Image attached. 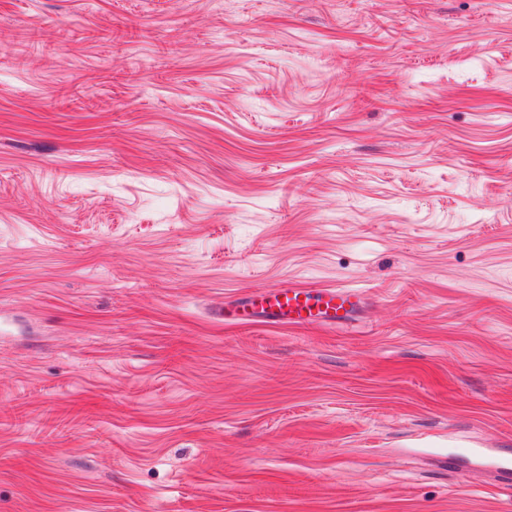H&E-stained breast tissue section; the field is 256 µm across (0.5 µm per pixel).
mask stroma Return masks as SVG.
Instances as JSON below:
<instances>
[{"mask_svg": "<svg viewBox=\"0 0 512 512\" xmlns=\"http://www.w3.org/2000/svg\"><path fill=\"white\" fill-rule=\"evenodd\" d=\"M345 326L224 320L279 284ZM512 0H0V512H512Z\"/></svg>", "mask_w": 512, "mask_h": 512, "instance_id": "obj_1", "label": "stroma"}]
</instances>
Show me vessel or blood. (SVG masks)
Instances as JSON below:
<instances>
[{"label":"vessel or blood","instance_id":"vessel-or-blood-1","mask_svg":"<svg viewBox=\"0 0 512 512\" xmlns=\"http://www.w3.org/2000/svg\"><path fill=\"white\" fill-rule=\"evenodd\" d=\"M362 293L355 288L311 287L291 284L259 292L252 302L264 319L274 322L303 324L318 320L327 324H342L349 320L360 303Z\"/></svg>","mask_w":512,"mask_h":512}]
</instances>
